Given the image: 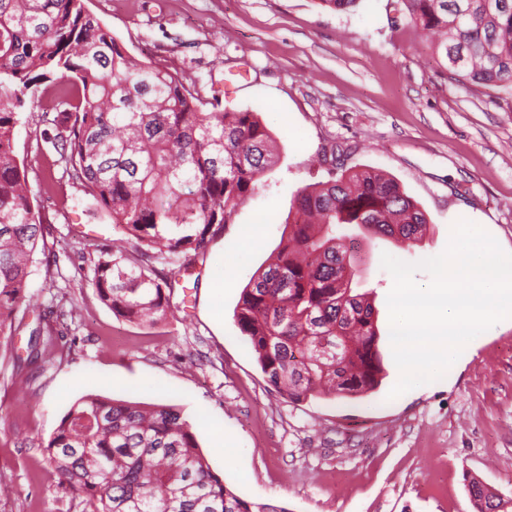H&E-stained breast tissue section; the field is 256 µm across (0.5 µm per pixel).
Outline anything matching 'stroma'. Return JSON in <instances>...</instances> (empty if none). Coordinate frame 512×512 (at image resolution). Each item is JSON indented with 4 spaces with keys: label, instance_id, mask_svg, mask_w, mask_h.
<instances>
[{
    "label": "stroma",
    "instance_id": "obj_1",
    "mask_svg": "<svg viewBox=\"0 0 512 512\" xmlns=\"http://www.w3.org/2000/svg\"><path fill=\"white\" fill-rule=\"evenodd\" d=\"M84 4L135 62L168 67L224 109L256 112L278 160L214 226L173 317L151 328L115 316L91 286L99 248L119 232L62 167L30 168L48 250L31 267L12 354L0 356V512H86L47 473L41 443L89 393L182 409L228 486L289 512H474L470 475L512 498V319L477 336L452 374L389 399L399 372L393 279L381 266L385 253L409 263L439 255L461 218L512 253V95L451 83L436 37L401 19L397 0H359L347 12L319 0ZM340 166L394 178L429 228L410 246L358 240L354 286L375 307L381 386L360 400L294 403L266 382L234 308L288 233L296 193ZM220 267L215 293L209 273ZM49 273L54 295L41 289ZM63 307L73 315L49 360H31V330Z\"/></svg>",
    "mask_w": 512,
    "mask_h": 512
}]
</instances>
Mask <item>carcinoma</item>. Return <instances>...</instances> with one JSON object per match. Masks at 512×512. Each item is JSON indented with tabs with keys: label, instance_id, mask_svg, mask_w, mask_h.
Returning a JSON list of instances; mask_svg holds the SVG:
<instances>
[{
	"label": "carcinoma",
	"instance_id": "carcinoma-1",
	"mask_svg": "<svg viewBox=\"0 0 512 512\" xmlns=\"http://www.w3.org/2000/svg\"><path fill=\"white\" fill-rule=\"evenodd\" d=\"M399 3L410 23L446 35L448 79L512 89V0ZM43 86L58 93L54 135L43 133L36 153L51 145L123 234L98 250L93 288L129 323L166 322L179 280L153 261L181 269L204 251L212 226L228 222L274 163L270 132L256 113L226 111L169 69L132 61L84 0H0V347L27 309L28 265L44 240L16 151L21 114ZM290 214L288 236L243 288L235 321L288 399L367 397L382 379L379 333L373 304L353 291L358 259L345 240L359 229L410 244L426 215L395 180L367 168L302 188ZM56 335L50 323L37 326L30 347L47 350ZM41 448L57 484L91 512H288L227 486L174 406L85 395ZM468 487L475 512L512 509L480 480Z\"/></svg>",
	"mask_w": 512,
	"mask_h": 512
}]
</instances>
